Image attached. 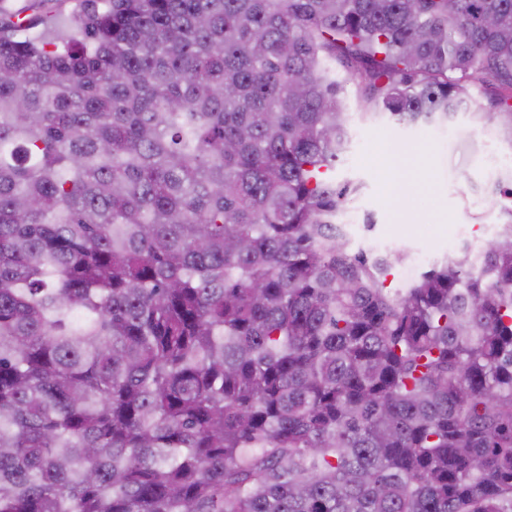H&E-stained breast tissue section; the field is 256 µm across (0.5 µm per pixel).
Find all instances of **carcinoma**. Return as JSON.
Wrapping results in <instances>:
<instances>
[{"label": "carcinoma", "mask_w": 512, "mask_h": 512, "mask_svg": "<svg viewBox=\"0 0 512 512\" xmlns=\"http://www.w3.org/2000/svg\"><path fill=\"white\" fill-rule=\"evenodd\" d=\"M77 2L0 18V512H512V205L390 288L333 176L348 84L512 145V0Z\"/></svg>", "instance_id": "1"}]
</instances>
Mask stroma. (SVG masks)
Masks as SVG:
<instances>
[{
	"label": "stroma",
	"mask_w": 512,
	"mask_h": 512,
	"mask_svg": "<svg viewBox=\"0 0 512 512\" xmlns=\"http://www.w3.org/2000/svg\"><path fill=\"white\" fill-rule=\"evenodd\" d=\"M352 146L337 165L338 184L357 186L345 208L357 216L351 232L353 249L381 246L385 251H404L409 256L436 259L448 252V242L460 225L479 226L499 220V210L483 187L491 176L484 154L474 151L479 127L468 116H458L451 132L423 135L421 128L383 119H354ZM402 145L408 157L424 161L420 182L399 200L385 192L386 173L375 162L376 154ZM372 230H365V220Z\"/></svg>",
	"instance_id": "obj_1"
}]
</instances>
